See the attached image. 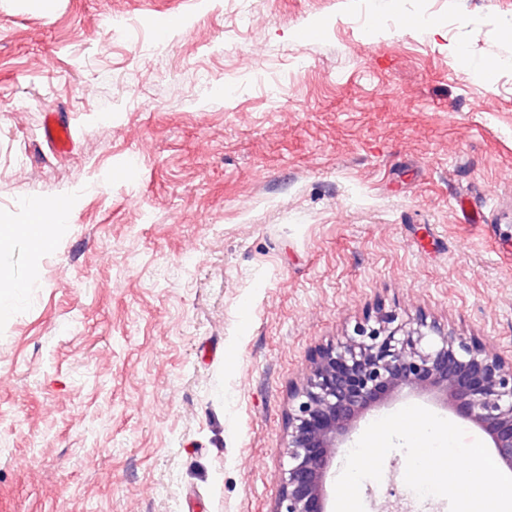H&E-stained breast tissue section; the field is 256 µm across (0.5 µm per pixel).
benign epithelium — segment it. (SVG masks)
I'll use <instances>...</instances> for the list:
<instances>
[{"label":"benign epithelium","instance_id":"obj_1","mask_svg":"<svg viewBox=\"0 0 512 512\" xmlns=\"http://www.w3.org/2000/svg\"><path fill=\"white\" fill-rule=\"evenodd\" d=\"M403 390L442 396L490 439L499 464L512 469V360L424 316L405 323L379 311L344 341L317 348L292 386L288 469L270 512H328L338 448L367 411Z\"/></svg>","mask_w":512,"mask_h":512}]
</instances>
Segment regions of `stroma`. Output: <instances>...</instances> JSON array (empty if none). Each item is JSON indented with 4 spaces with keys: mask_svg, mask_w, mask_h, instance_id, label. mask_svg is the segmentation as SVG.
I'll return each mask as SVG.
<instances>
[{
    "mask_svg": "<svg viewBox=\"0 0 512 512\" xmlns=\"http://www.w3.org/2000/svg\"><path fill=\"white\" fill-rule=\"evenodd\" d=\"M388 2L0 0V225L74 202L0 249V512H269L291 386L379 309L512 359V0ZM405 466L366 512H449ZM43 137L46 142L60 152H68L72 146L70 125L60 117H55L51 123H45ZM72 209L68 197L56 199H40L39 206L28 224H1L0 246L10 243L21 236L28 239L35 248L50 244L57 235L60 223L65 220ZM21 232V234H19Z\"/></svg>",
    "mask_w": 512,
    "mask_h": 512,
    "instance_id": "stroma-1",
    "label": "stroma"
}]
</instances>
